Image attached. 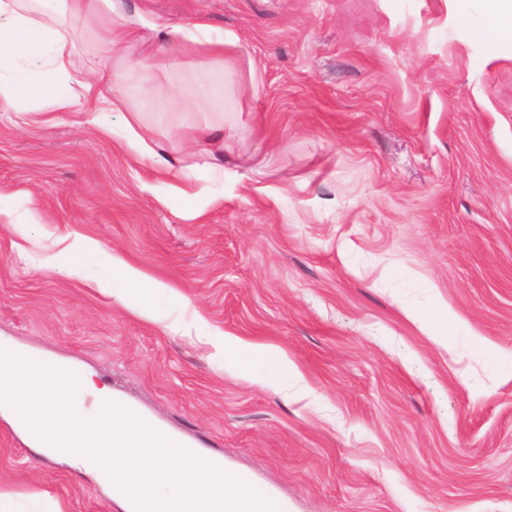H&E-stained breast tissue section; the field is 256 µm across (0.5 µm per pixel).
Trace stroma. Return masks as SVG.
Segmentation results:
<instances>
[{
  "label": "stroma",
  "mask_w": 512,
  "mask_h": 512,
  "mask_svg": "<svg viewBox=\"0 0 512 512\" xmlns=\"http://www.w3.org/2000/svg\"><path fill=\"white\" fill-rule=\"evenodd\" d=\"M237 39L124 88L123 115L0 112V341L67 361L288 512H512V43L455 0H126ZM236 126L224 156L195 128ZM101 252L60 277L67 239ZM122 256L169 287L155 322L87 282ZM447 311L428 336L405 306ZM182 325L175 336L165 323ZM282 349L273 389L200 336ZM0 512H121L0 416Z\"/></svg>",
  "instance_id": "35a3bbf8"
}]
</instances>
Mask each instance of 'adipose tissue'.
Segmentation results:
<instances>
[{
  "instance_id": "1",
  "label": "adipose tissue",
  "mask_w": 512,
  "mask_h": 512,
  "mask_svg": "<svg viewBox=\"0 0 512 512\" xmlns=\"http://www.w3.org/2000/svg\"><path fill=\"white\" fill-rule=\"evenodd\" d=\"M479 32L497 42H512V0H482ZM90 28L100 47L73 65L65 49L76 39L75 23ZM145 26L142 17L130 11L124 0H0V112H21L26 102L50 100L55 111L126 112L129 144L139 154L152 155L148 129L135 110H127L120 93L136 72L158 67L178 69L188 55L223 62L225 48L235 46L233 34H208L206 24L188 31L174 25L159 32L165 47L159 58L133 53ZM111 274L98 278L94 287L140 316L154 318L151 304L163 283L149 277L121 257L110 260ZM201 344L222 351L245 369L256 358L266 367L257 376L273 384L288 371V361L279 352L260 348L236 336L218 332L200 339Z\"/></svg>"
}]
</instances>
